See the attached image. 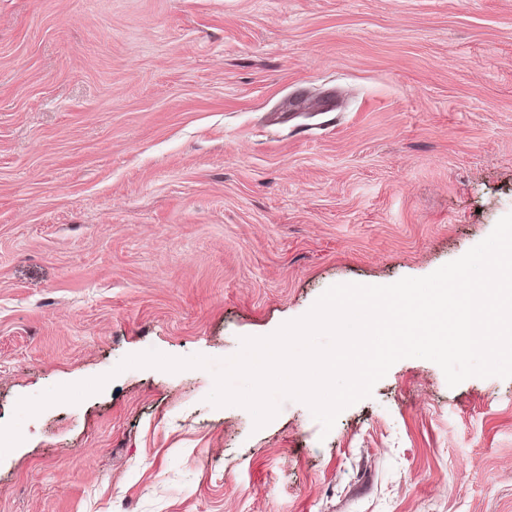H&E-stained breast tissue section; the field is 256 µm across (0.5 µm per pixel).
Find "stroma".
Instances as JSON below:
<instances>
[{"instance_id":"1","label":"stroma","mask_w":512,"mask_h":512,"mask_svg":"<svg viewBox=\"0 0 512 512\" xmlns=\"http://www.w3.org/2000/svg\"><path fill=\"white\" fill-rule=\"evenodd\" d=\"M509 213L512 0H0V512H512V378L208 400Z\"/></svg>"}]
</instances>
